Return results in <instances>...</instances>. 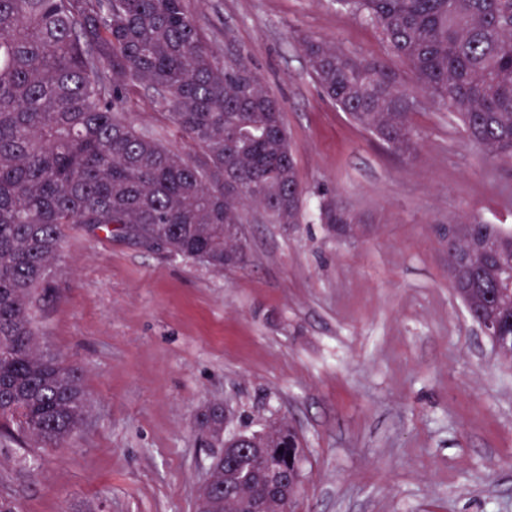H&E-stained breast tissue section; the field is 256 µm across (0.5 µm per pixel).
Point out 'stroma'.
<instances>
[{
	"mask_svg": "<svg viewBox=\"0 0 512 512\" xmlns=\"http://www.w3.org/2000/svg\"><path fill=\"white\" fill-rule=\"evenodd\" d=\"M222 62L278 100L302 221L244 212L248 257L217 272L120 234L66 226L37 297L42 346L82 373L90 412L58 448L0 444L18 512H194L211 457L197 416L283 419L304 448L294 512H512V363L448 280L449 220L512 225V161H487L381 32L338 0H188ZM375 61L414 99L420 148L352 124L302 36ZM127 118L186 155L143 89ZM333 201L355 231L319 219Z\"/></svg>",
	"mask_w": 512,
	"mask_h": 512,
	"instance_id": "1",
	"label": "stroma"
}]
</instances>
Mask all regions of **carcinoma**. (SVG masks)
Returning <instances> with one entry per match:
<instances>
[{"label":"carcinoma","mask_w":512,"mask_h":512,"mask_svg":"<svg viewBox=\"0 0 512 512\" xmlns=\"http://www.w3.org/2000/svg\"><path fill=\"white\" fill-rule=\"evenodd\" d=\"M381 29L418 88L453 114L490 162L512 160V0H340ZM323 93L402 153L418 149L410 94L377 63L308 37ZM169 106L191 159L125 116L134 91ZM303 191L277 100L246 64L221 63L187 0H0V435L34 448L67 443L89 405L78 369L40 348L36 293L53 287L68 224L120 231L147 247L221 271L246 260L228 235L242 211L299 224ZM320 220L353 223L333 202ZM486 245L451 269L459 294L499 323L512 362V228L478 222L448 249ZM204 443L224 447V407L198 416ZM287 423L260 438L281 448ZM211 470L222 485L250 471Z\"/></svg>","instance_id":"1"}]
</instances>
